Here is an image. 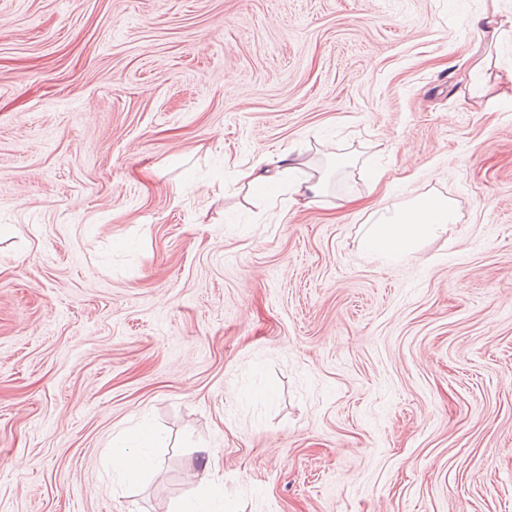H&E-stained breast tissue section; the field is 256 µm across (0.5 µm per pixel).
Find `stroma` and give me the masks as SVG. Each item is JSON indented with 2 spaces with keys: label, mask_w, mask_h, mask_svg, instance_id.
Masks as SVG:
<instances>
[{
  "label": "stroma",
  "mask_w": 512,
  "mask_h": 512,
  "mask_svg": "<svg viewBox=\"0 0 512 512\" xmlns=\"http://www.w3.org/2000/svg\"><path fill=\"white\" fill-rule=\"evenodd\" d=\"M484 7L0 0V512H177L203 467L227 512H512V30L486 47ZM262 154L326 196L249 192ZM427 193L446 233L361 249L369 204ZM150 461L141 452L112 453V470L125 478L137 475L141 470L148 467Z\"/></svg>",
  "instance_id": "stroma-1"
}]
</instances>
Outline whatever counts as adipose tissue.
<instances>
[{
    "instance_id": "adipose-tissue-1",
    "label": "adipose tissue",
    "mask_w": 512,
    "mask_h": 512,
    "mask_svg": "<svg viewBox=\"0 0 512 512\" xmlns=\"http://www.w3.org/2000/svg\"><path fill=\"white\" fill-rule=\"evenodd\" d=\"M302 167V162L284 157L272 168L257 161L241 170L240 178L249 189L272 198L288 191L291 206L305 207L325 194L329 176H305ZM457 220L456 208L448 198L424 194L412 202L384 209L363 236L361 245L366 252L383 254L396 262L419 241L446 231ZM112 445L117 449L112 456L113 472L131 478L149 466L150 461L143 453L148 442L142 432L134 430L115 437Z\"/></svg>"
}]
</instances>
